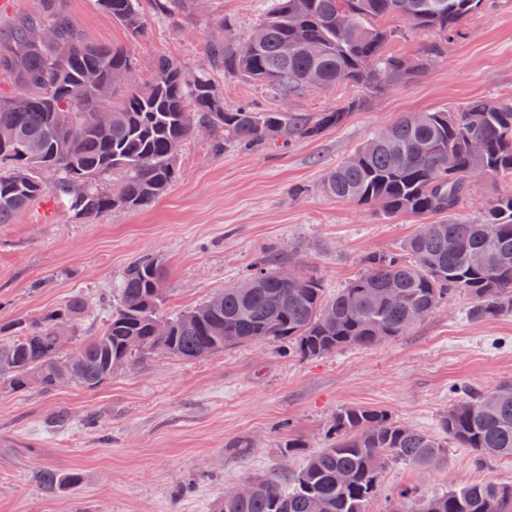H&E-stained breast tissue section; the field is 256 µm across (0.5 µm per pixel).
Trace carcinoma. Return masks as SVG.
<instances>
[{
    "label": "carcinoma",
    "mask_w": 512,
    "mask_h": 512,
    "mask_svg": "<svg viewBox=\"0 0 512 512\" xmlns=\"http://www.w3.org/2000/svg\"><path fill=\"white\" fill-rule=\"evenodd\" d=\"M66 0H37L34 13L0 36V224L51 193L77 220L137 209L176 181V158L197 128L213 146L255 147L311 139L345 122L365 102L350 97L322 112L275 107H224L208 68L249 77L277 101L311 88H358L368 95L424 75L448 41L464 35L465 19L481 0H260L263 19L244 40L252 51L224 42V27L205 46L207 66L188 73L171 57L152 64L136 84L127 47L86 39ZM141 0H97L131 36L146 25ZM205 0H152L154 16L200 13ZM394 19L395 26L377 21ZM409 29H431L440 40L422 49L415 67L387 51ZM479 175L512 182V99L476 98L454 111L403 115L330 169L323 190L341 200L376 206L387 218L446 214L421 224L398 252L372 253L365 273L326 294L322 282L276 277L263 260L234 285L167 318L157 335L162 269L152 255L133 261L113 287L103 330L67 349L87 311L81 298L31 320L0 325V385L44 393L70 380L92 390L120 364L156 351L200 359L257 339L288 345L301 358L349 347L370 348L406 335L438 305L463 294L473 322L512 314V192L495 197L481 219L464 214ZM429 434L367 407L336 411L329 447L310 456L287 484L252 482L245 497H226L216 512H368L390 464L436 466L452 442L474 451L481 467L512 457V383L463 388ZM47 489L76 474L40 470ZM420 512H512V483L474 482L422 498Z\"/></svg>",
    "instance_id": "carcinoma-1"
}]
</instances>
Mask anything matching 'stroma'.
<instances>
[{"instance_id": "1", "label": "stroma", "mask_w": 512, "mask_h": 512, "mask_svg": "<svg viewBox=\"0 0 512 512\" xmlns=\"http://www.w3.org/2000/svg\"><path fill=\"white\" fill-rule=\"evenodd\" d=\"M66 8L89 41L130 45L144 80L160 55L197 69L215 23L234 19L225 39L235 42L260 15L258 0H209L201 17H148L133 42L96 0H66ZM466 27L467 36L423 77L367 99L318 137L221 151L196 138L177 156V181L147 206L81 222L48 195L0 224V324L80 295L94 312L82 333L93 335L113 284L145 254L161 263L167 315L231 286L270 255L319 277L334 294L362 272L365 255L400 250L419 220L387 219L377 208L327 196L326 171L401 115L512 97V0H483ZM211 77L227 106L275 104L248 78L219 70ZM468 305L459 297L395 341L322 358L290 355L276 342L197 360L155 353L93 390L0 392V512H213L231 487L298 470L327 446L332 418L345 406L379 409L439 433L459 387L512 381V315L476 323ZM60 411L70 424L51 427ZM291 438L303 443L301 453H285ZM473 457L452 444L437 467L387 468L369 512H389L406 487L430 494L476 481L512 483V457L481 467ZM42 469L79 479L48 493L35 478Z\"/></svg>"}]
</instances>
